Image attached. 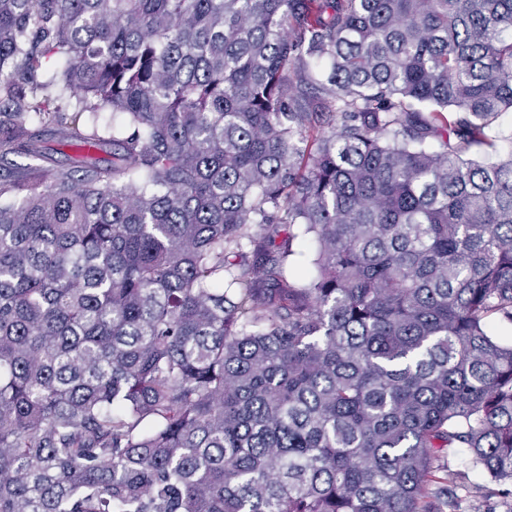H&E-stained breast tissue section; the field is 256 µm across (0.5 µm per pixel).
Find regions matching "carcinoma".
Segmentation results:
<instances>
[{
	"instance_id": "carcinoma-1",
	"label": "carcinoma",
	"mask_w": 512,
	"mask_h": 512,
	"mask_svg": "<svg viewBox=\"0 0 512 512\" xmlns=\"http://www.w3.org/2000/svg\"><path fill=\"white\" fill-rule=\"evenodd\" d=\"M1 72L0 512L512 486V0H0ZM510 133L512 134V112H503L490 130V135L494 140V149L489 150L485 156L486 161H496L510 150L511 145L505 139ZM448 467L453 471L465 472L467 474L466 483L470 488L489 485L488 478L483 471L474 468L469 459V455L465 450L458 449L451 451L447 458Z\"/></svg>"
}]
</instances>
